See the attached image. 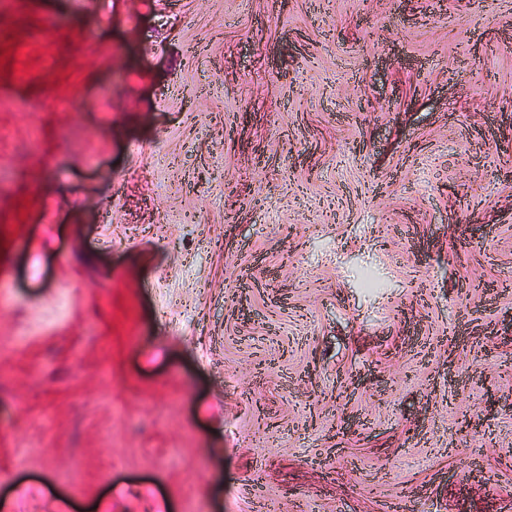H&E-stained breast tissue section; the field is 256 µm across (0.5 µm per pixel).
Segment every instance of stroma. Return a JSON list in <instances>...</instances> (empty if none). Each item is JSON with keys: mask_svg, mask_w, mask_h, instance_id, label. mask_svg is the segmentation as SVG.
I'll list each match as a JSON object with an SVG mask.
<instances>
[{"mask_svg": "<svg viewBox=\"0 0 512 512\" xmlns=\"http://www.w3.org/2000/svg\"><path fill=\"white\" fill-rule=\"evenodd\" d=\"M0 0V512H512V0Z\"/></svg>", "mask_w": 512, "mask_h": 512, "instance_id": "obj_1", "label": "stroma"}]
</instances>
